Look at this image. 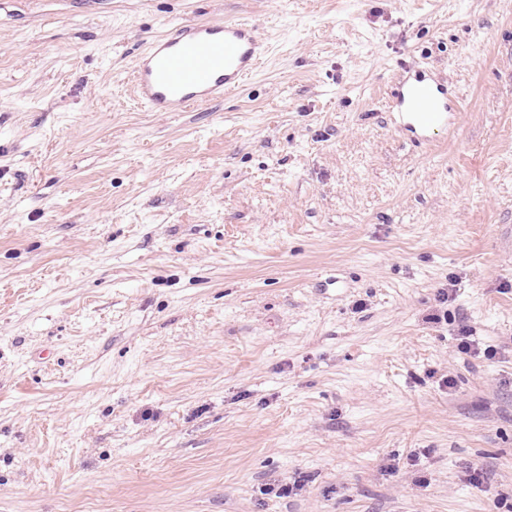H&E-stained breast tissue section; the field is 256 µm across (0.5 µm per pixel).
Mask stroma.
Masks as SVG:
<instances>
[{"label": "stroma", "instance_id": "obj_1", "mask_svg": "<svg viewBox=\"0 0 512 512\" xmlns=\"http://www.w3.org/2000/svg\"><path fill=\"white\" fill-rule=\"evenodd\" d=\"M0 512H512V0H0ZM257 29L240 20L182 24L139 56L131 83L151 112H184L239 90L263 57ZM459 104L458 94L450 99L444 86L425 75H415L399 84L391 108L417 134V139H424L435 128L446 126L448 112H455Z\"/></svg>", "mask_w": 512, "mask_h": 512}]
</instances>
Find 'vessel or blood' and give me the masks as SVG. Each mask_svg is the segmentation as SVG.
Returning <instances> with one entry per match:
<instances>
[{"instance_id":"obj_1","label":"vessel or blood","mask_w":512,"mask_h":512,"mask_svg":"<svg viewBox=\"0 0 512 512\" xmlns=\"http://www.w3.org/2000/svg\"><path fill=\"white\" fill-rule=\"evenodd\" d=\"M257 29L240 20L182 24L154 40L139 56L131 83L152 112H183L239 90L263 57ZM459 99L432 79L417 75L400 83L392 103L418 138L446 126Z\"/></svg>"}]
</instances>
